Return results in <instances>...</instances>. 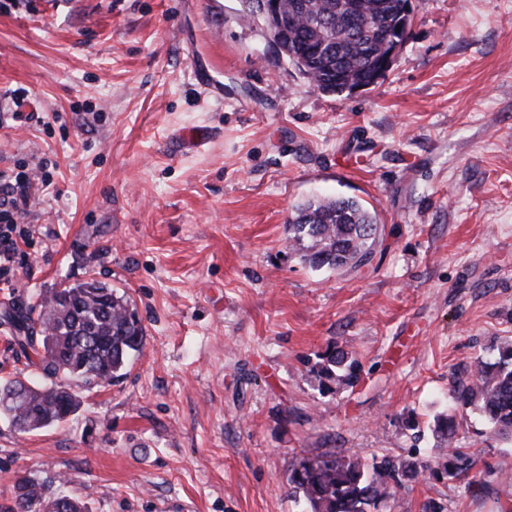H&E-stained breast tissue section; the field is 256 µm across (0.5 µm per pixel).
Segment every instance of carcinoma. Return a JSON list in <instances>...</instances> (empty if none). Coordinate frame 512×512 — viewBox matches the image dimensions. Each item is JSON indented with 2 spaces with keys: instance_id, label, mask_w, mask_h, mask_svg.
Masks as SVG:
<instances>
[{
  "instance_id": "cac0c4a2",
  "label": "carcinoma",
  "mask_w": 512,
  "mask_h": 512,
  "mask_svg": "<svg viewBox=\"0 0 512 512\" xmlns=\"http://www.w3.org/2000/svg\"><path fill=\"white\" fill-rule=\"evenodd\" d=\"M406 0H280L288 27L289 50L313 70L311 82L331 83L334 93L370 80L379 58L376 32L396 29ZM379 232L375 216L357 199L310 198L295 207L288 220V240L300 245V259L320 270L356 269L370 260ZM0 320L10 325L14 340L36 374L0 383V416L22 421L29 430L65 422L80 405L78 386L112 383L144 345L145 328L128 299L92 279L54 289L32 310L6 308ZM494 361L478 355L465 379H453L448 399L471 410L494 437L512 439V341L497 348ZM362 366L352 353L336 345L326 348L308 370L323 394L354 387ZM444 452L429 461L382 455L366 461L351 452L297 455L288 466L291 493L306 512H379L395 488L428 475L437 480H466L477 490L487 478L508 480L512 468L497 462L474 470L475 461L452 447L454 420L436 416L429 427ZM7 512H86L84 501L55 494L39 480H16L15 502Z\"/></svg>"
}]
</instances>
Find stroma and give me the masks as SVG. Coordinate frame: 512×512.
<instances>
[{"label":"stroma","mask_w":512,"mask_h":512,"mask_svg":"<svg viewBox=\"0 0 512 512\" xmlns=\"http://www.w3.org/2000/svg\"><path fill=\"white\" fill-rule=\"evenodd\" d=\"M388 74L341 95L242 0H0V175L46 174L0 309L94 277L145 343L65 423L0 417V507L29 476L87 512H300L293 455L432 454L448 380L512 339V0H412ZM208 132L183 149L179 134ZM353 197L371 260L314 270L294 208ZM361 382L320 394L328 345ZM478 464L512 441L454 413ZM419 422L420 437L406 430ZM512 512V483L417 480L382 512Z\"/></svg>","instance_id":"obj_1"}]
</instances>
